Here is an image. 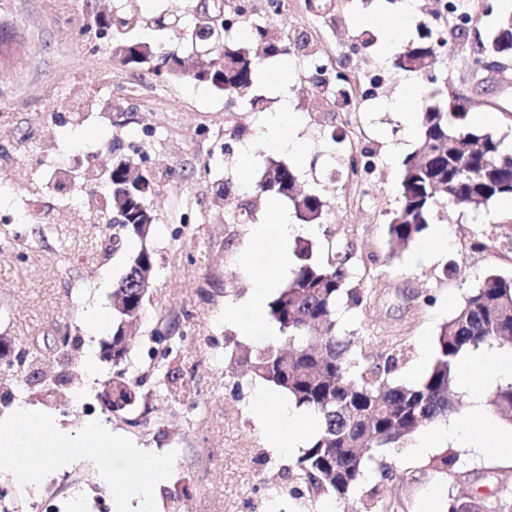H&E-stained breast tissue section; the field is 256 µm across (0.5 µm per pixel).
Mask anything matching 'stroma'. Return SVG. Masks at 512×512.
Returning a JSON list of instances; mask_svg holds the SVG:
<instances>
[{"instance_id":"35a3bbf8","label":"stroma","mask_w":512,"mask_h":512,"mask_svg":"<svg viewBox=\"0 0 512 512\" xmlns=\"http://www.w3.org/2000/svg\"><path fill=\"white\" fill-rule=\"evenodd\" d=\"M466 2L475 31L449 38L440 50L437 85L446 102L461 97L469 114H492L487 131L512 148V87L485 91L481 73L471 68L476 39H487L512 10L504 0H490L488 14L481 0ZM117 7L142 20L129 39L183 57L193 53L192 28L207 20L201 0H0V23L14 32L0 47V187H9L17 209L6 225L17 247L0 251V337L33 353L19 374L27 382L25 400L77 436L91 418L82 407H68L67 398L72 384L83 385L96 408L93 419L167 460V485L186 484L187 494L177 503L156 491L158 512H321L328 495L292 497L291 479L277 474L295 458L272 455L268 447L271 428L254 400L263 381L227 372L234 345L259 343L241 335L229 314L252 292L245 270L250 228L268 220L271 207H249L248 196L237 192L216 209L217 188L227 180L242 184L246 166L259 179L272 158L296 170L303 190L327 198L329 217L309 234L313 254L325 258L332 241L351 245L354 271L369 293L359 308L338 305L340 325L363 353L402 351L396 377L405 383L422 380L434 360L440 326L488 272L512 278V248L504 243L512 235V206H449L436 217L448 233V247L430 261L418 258L417 241L390 252L386 224L398 206L402 162L418 144L409 131L414 110L391 112L378 102L350 130L335 116L313 111L320 96L314 83L292 79L288 91L297 121L290 133L307 152L306 159H294L254 140L256 126L278 102L269 89L258 87L264 101L253 110L191 77L161 79L146 67L123 63L111 31L96 23ZM163 12L177 17V25L156 29L152 19ZM393 12L389 0H336L333 27L307 14L304 0H289L287 11L266 14L260 24L306 33L319 48L332 50L339 37L358 34V20ZM347 68L357 81L387 70L383 91L390 98L404 79L380 39L358 50ZM332 130L341 143L329 140ZM247 142L253 145L248 158ZM51 148L62 153L59 168L71 181L74 202H64L40 164L41 151ZM360 149L372 156L374 172L368 183L345 184L331 165L348 162ZM119 156L145 175L165 167L173 174L153 187L150 238L130 239L124 253L105 260L101 254L113 228L101 195ZM245 206L250 212L244 217ZM42 225L51 231V246L25 247ZM143 245L154 252L156 270L145 317L131 341L127 374L139 381L135 413L148 410L153 419L132 427L101 398L113 374L102 345L112 338L113 286L130 254ZM452 261L460 274L444 276ZM80 289L86 295L77 308L73 300ZM93 308L104 315L94 330L88 323ZM90 358L97 365L92 378L85 372ZM165 369L176 371L177 380L163 379ZM383 460L389 478L369 467L364 487L377 489L378 499L394 502L397 512H421L426 505L446 512L453 495L512 498L511 459H459L456 478L436 471L433 456L413 455L406 443L386 449ZM276 484L281 491L274 497L270 488Z\"/></svg>"}]
</instances>
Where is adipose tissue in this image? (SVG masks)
Masks as SVG:
<instances>
[{
  "instance_id": "obj_1",
  "label": "adipose tissue",
  "mask_w": 512,
  "mask_h": 512,
  "mask_svg": "<svg viewBox=\"0 0 512 512\" xmlns=\"http://www.w3.org/2000/svg\"><path fill=\"white\" fill-rule=\"evenodd\" d=\"M260 76L278 91L277 107L270 111L255 137L264 146L304 158L305 148L290 136L294 114L288 97L287 67L260 66ZM300 225L289 222L288 213L273 207L268 222L252 225V250L246 260L251 271L254 292L249 301L237 308L232 317L248 336H265L269 330L264 316V297L268 290L279 286L291 268L292 260L285 248L291 233L300 232ZM512 382V350L490 346L466 352L460 359L457 386L470 398L468 413L458 421L429 430L412 447L417 455H425L442 443L450 442L474 456L491 453L512 456V427L498 425L484 404L487 389ZM260 415L271 420L270 446L281 454H293L302 448L318 428L316 418L292 404H280L277 410L261 406ZM45 445L58 449L59 461L79 455L97 456L102 480L124 487L116 512H155L152 489L161 487L167 477V462L143 448H133L116 439L107 426L90 424L81 439H74L57 426L53 419L35 407L15 405L11 417L0 423V462L17 467L28 479L38 477V471L27 457L28 448ZM126 461L123 471L112 464L115 454Z\"/></svg>"
}]
</instances>
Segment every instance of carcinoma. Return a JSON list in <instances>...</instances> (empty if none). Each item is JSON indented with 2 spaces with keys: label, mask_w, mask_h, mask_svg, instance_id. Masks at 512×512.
Masks as SVG:
<instances>
[{
  "label": "carcinoma",
  "mask_w": 512,
  "mask_h": 512,
  "mask_svg": "<svg viewBox=\"0 0 512 512\" xmlns=\"http://www.w3.org/2000/svg\"><path fill=\"white\" fill-rule=\"evenodd\" d=\"M310 9L322 18L335 21V0H310ZM262 26L248 24L250 37L217 49L224 67L207 77L193 76L214 90L233 94L253 108L262 101L256 94L260 81L259 60L252 45L260 39ZM488 42L499 53L512 56V23H503ZM122 45L142 58L160 57L162 67L152 70L167 74L185 68L183 58L158 53L148 42L124 41ZM435 64V43L422 35L397 53L394 68L423 77V68ZM468 112L460 105L447 110L442 95L424 87L418 113L419 146L406 157L400 175L398 212L390 216L386 236L390 248L416 240L433 223L439 198H451L479 209L496 199H512V152L493 133L467 122ZM129 162L112 169V201H122L125 223L121 238H137L142 245L127 263L125 274L114 292L125 295L126 312L113 310L112 318V412L121 414L137 402L138 382L126 376L129 337L121 335L129 313L145 314L147 295L142 293L143 273H154V253L144 242L152 225L143 215L148 201L133 186V197L122 190ZM295 170L275 159H268L251 194L260 201L286 200L299 223L315 227L323 224L329 212L327 201L315 193H298ZM298 263L291 278L267 303L270 317L278 324L281 339L276 343L232 350L241 372L259 379L275 391L288 395L298 407L317 419V432L291 467L296 478L316 495L332 493L339 499L350 497L366 478L368 462L383 449L394 447L405 438L446 419L458 410L454 399L459 357L481 345L512 344V278L487 274L454 314L440 328L436 354L428 373L417 384L394 380L399 356L388 355V362L361 365L350 337L342 333L336 319V305L344 299L350 307H360L366 295L354 284L353 253L349 247L331 246L327 260L313 258L312 242L297 238ZM492 404L508 413L512 421V385L500 388ZM448 512H512V499L494 503L474 497H452Z\"/></svg>",
  "instance_id": "carcinoma-1"
}]
</instances>
